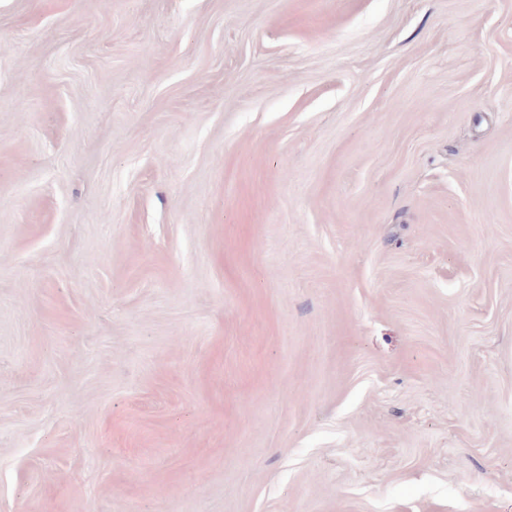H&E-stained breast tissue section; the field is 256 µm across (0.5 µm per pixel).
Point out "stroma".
Returning a JSON list of instances; mask_svg holds the SVG:
<instances>
[{"label":"stroma","mask_w":512,"mask_h":512,"mask_svg":"<svg viewBox=\"0 0 512 512\" xmlns=\"http://www.w3.org/2000/svg\"><path fill=\"white\" fill-rule=\"evenodd\" d=\"M512 512V0H0V512Z\"/></svg>","instance_id":"obj_1"}]
</instances>
